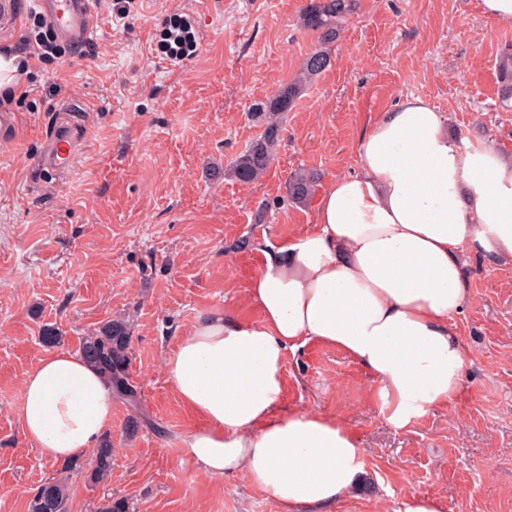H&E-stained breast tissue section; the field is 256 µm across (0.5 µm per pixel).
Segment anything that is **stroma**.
Masks as SVG:
<instances>
[{"instance_id": "35a3bbf8", "label": "stroma", "mask_w": 512, "mask_h": 512, "mask_svg": "<svg viewBox=\"0 0 512 512\" xmlns=\"http://www.w3.org/2000/svg\"><path fill=\"white\" fill-rule=\"evenodd\" d=\"M0 47L34 32V0H5ZM310 0H133L116 16L96 0L94 52L30 61L18 116L0 132V512H29L43 483L67 478L69 512L104 494L134 512H278L240 474L198 473L181 441L201 418L178 397L165 362L200 316L258 320L250 284L263 251L312 225L315 201L289 203L288 179L320 183L357 169L368 122L417 96L447 117L461 143L512 157V108L498 65L512 53V23L481 0H359L331 48V63L286 112L266 173L241 184L228 164L261 133L250 112L296 78L317 47L303 27ZM186 19L194 56L158 48L169 21ZM76 108L86 146L62 176L39 164L59 115ZM468 300L455 315L469 355L448 404L403 426L388 420L370 373L342 350L311 341L288 352L280 408L344 422L365 472L330 512H400L431 497L441 512H512V261L466 249ZM132 320L130 382L145 416L112 405L116 449L107 485L65 472L24 437L22 383L45 354L77 351L110 320ZM53 328L56 342L43 331Z\"/></svg>"}]
</instances>
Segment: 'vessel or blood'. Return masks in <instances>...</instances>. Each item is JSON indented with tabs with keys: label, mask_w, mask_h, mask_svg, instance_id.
Returning a JSON list of instances; mask_svg holds the SVG:
<instances>
[{
	"label": "vessel or blood",
	"mask_w": 512,
	"mask_h": 512,
	"mask_svg": "<svg viewBox=\"0 0 512 512\" xmlns=\"http://www.w3.org/2000/svg\"><path fill=\"white\" fill-rule=\"evenodd\" d=\"M52 32L62 43L79 47L91 41L96 31L94 0H35ZM82 141V130L71 125L52 132L40 160L43 169L60 173L74 162Z\"/></svg>",
	"instance_id": "b4317fda"
}]
</instances>
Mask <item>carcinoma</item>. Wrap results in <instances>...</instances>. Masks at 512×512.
<instances>
[{"label":"carcinoma","instance_id":"obj_1","mask_svg":"<svg viewBox=\"0 0 512 512\" xmlns=\"http://www.w3.org/2000/svg\"><path fill=\"white\" fill-rule=\"evenodd\" d=\"M355 8L356 0H310L301 22L303 27L318 34L321 46L306 58L295 80L282 86L272 97L253 104L252 116L263 126V132L234 159L227 175L249 184L266 172L280 140L282 115L293 107L307 83L329 67L327 46L336 41L343 23ZM498 79L501 98L507 102L512 99V54L507 53L501 58ZM317 182V174L310 171L292 176L288 180V199L295 204L306 203ZM130 344L128 322L116 319L86 336L80 346V355L103 375L116 397L136 412L140 396L129 381ZM114 455L112 440H103L85 467L86 480L95 485L106 483L112 473ZM30 508L31 512H69L66 482L53 480L42 485L34 494ZM94 512H129V505L123 497L105 495L95 504Z\"/></svg>","mask_w":512,"mask_h":512}]
</instances>
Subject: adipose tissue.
<instances>
[{"instance_id": "adipose-tissue-1", "label": "adipose tissue", "mask_w": 512, "mask_h": 512, "mask_svg": "<svg viewBox=\"0 0 512 512\" xmlns=\"http://www.w3.org/2000/svg\"><path fill=\"white\" fill-rule=\"evenodd\" d=\"M314 224L266 253L249 288L259 320L201 316L166 363L204 420L184 454L211 477L245 473L279 512H327L363 471L343 423L279 413L287 352L312 340L344 351L398 426L458 393L461 248L512 260V157L459 146L444 113L407 97L364 131L357 171L325 185ZM112 400L79 354L55 351L24 379L18 417L40 455L67 462L108 436Z\"/></svg>"}]
</instances>
